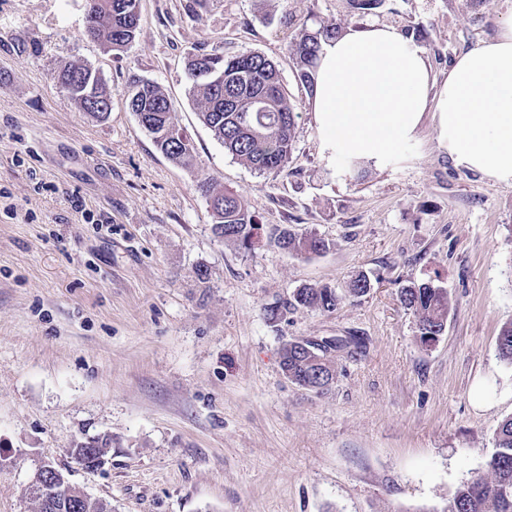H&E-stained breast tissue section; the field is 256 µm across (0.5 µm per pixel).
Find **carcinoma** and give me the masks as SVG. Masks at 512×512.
<instances>
[{"mask_svg":"<svg viewBox=\"0 0 512 512\" xmlns=\"http://www.w3.org/2000/svg\"><path fill=\"white\" fill-rule=\"evenodd\" d=\"M91 39L112 51H122L134 42L139 26V0H87ZM340 30L323 26L316 31L303 29L293 46L299 77L312 87L321 42L336 37ZM92 69L71 62L55 72V79L71 94L83 111H88L89 90H106L100 80L90 83ZM190 91L199 106V118L224 149L249 168L262 174L277 172L288 164L295 138V112L281 83L274 62L260 53L233 58L217 54H196L188 62ZM128 90L137 92L130 108L140 125L152 136L157 149L176 165H192L193 150L172 117L171 104L162 88L150 80H135ZM269 100L264 112L252 111L255 99ZM212 201L213 233L228 243L246 250L255 249L261 225L242 196L218 191L209 180L199 184ZM278 240L287 251L319 255L329 243L316 234L298 237L287 228ZM341 300L336 289L328 286H303L292 293L287 306L331 312ZM400 301L417 317L418 341L430 346L445 331L449 299L445 288L432 283L407 285L400 290ZM311 342L290 341L280 352L282 372L294 377L292 383L314 389L327 388L335 368L330 351H307ZM497 347L499 356L512 363V323L501 328ZM490 476H479L463 483L448 502L444 512H512V417L504 419L496 430L495 450L487 461ZM72 496L49 507L40 500L38 486L28 485L26 494L37 512H107L106 503L89 500L83 492L70 487Z\"/></svg>","mask_w":512,"mask_h":512,"instance_id":"cac0c4a2","label":"carcinoma"}]
</instances>
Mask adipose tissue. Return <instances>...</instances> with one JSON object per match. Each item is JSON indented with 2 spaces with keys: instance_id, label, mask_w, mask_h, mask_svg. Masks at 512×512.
<instances>
[{
  "instance_id": "adipose-tissue-1",
  "label": "adipose tissue",
  "mask_w": 512,
  "mask_h": 512,
  "mask_svg": "<svg viewBox=\"0 0 512 512\" xmlns=\"http://www.w3.org/2000/svg\"><path fill=\"white\" fill-rule=\"evenodd\" d=\"M310 105L331 163H397L429 115L457 163L512 183V20L442 81L398 29L347 27L322 48Z\"/></svg>"
}]
</instances>
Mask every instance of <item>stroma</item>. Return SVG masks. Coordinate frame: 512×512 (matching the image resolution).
<instances>
[{
	"instance_id": "1",
	"label": "stroma",
	"mask_w": 512,
	"mask_h": 512,
	"mask_svg": "<svg viewBox=\"0 0 512 512\" xmlns=\"http://www.w3.org/2000/svg\"><path fill=\"white\" fill-rule=\"evenodd\" d=\"M185 2L140 0L139 34L117 52L87 36L85 0H0V512H32L40 459L112 512H443L486 474L512 416L497 350L512 322V185L458 165L429 117L396 164L330 166L292 46L305 27L376 22L419 33L443 80L512 0H218L198 17ZM250 52L276 64L296 112L274 173L199 121L185 70L191 53ZM69 61L109 84L107 118L57 82ZM135 76L168 96L191 167L127 108ZM204 179L243 196L263 247L214 235ZM282 228L332 247L287 252ZM360 274L371 290L347 295ZM427 281L450 309L424 347L399 289ZM304 284L343 298L286 309ZM352 336L362 347L334 354L326 390L283 375L288 341ZM104 433L105 465H77L73 441Z\"/></svg>"
}]
</instances>
